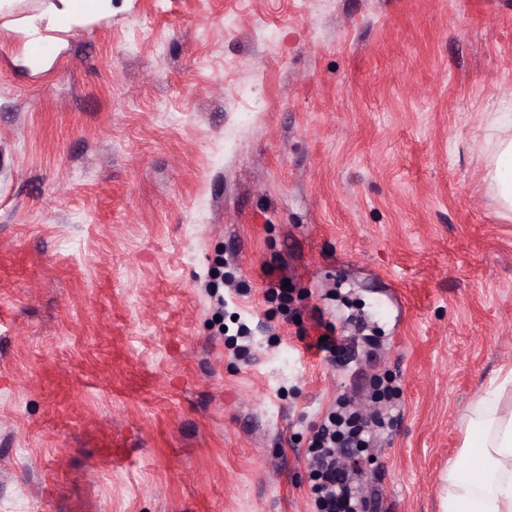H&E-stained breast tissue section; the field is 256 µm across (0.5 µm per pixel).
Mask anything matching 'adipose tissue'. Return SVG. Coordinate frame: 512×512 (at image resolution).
Masks as SVG:
<instances>
[{
	"label": "adipose tissue",
	"instance_id": "ef3b65f1",
	"mask_svg": "<svg viewBox=\"0 0 512 512\" xmlns=\"http://www.w3.org/2000/svg\"><path fill=\"white\" fill-rule=\"evenodd\" d=\"M111 10V0H60L47 19L49 26L68 27ZM489 177L502 207L512 211V135L496 143ZM469 420L477 437L448 468L442 510L512 512V408L502 409L491 394L472 409Z\"/></svg>",
	"mask_w": 512,
	"mask_h": 512
}]
</instances>
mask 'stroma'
<instances>
[{"instance_id": "stroma-1", "label": "stroma", "mask_w": 512, "mask_h": 512, "mask_svg": "<svg viewBox=\"0 0 512 512\" xmlns=\"http://www.w3.org/2000/svg\"><path fill=\"white\" fill-rule=\"evenodd\" d=\"M50 2L0 0V512H309L379 380L359 492L441 512L512 370V0H112L38 53ZM502 128L508 131V136L495 145L489 177L502 207L512 211V134L509 136L508 123ZM380 418H367L349 409L329 413L313 426L307 446L306 460L312 485L310 495L314 512H367V499L353 489L358 472L341 462V455L353 448H368L374 441Z\"/></svg>"}]
</instances>
